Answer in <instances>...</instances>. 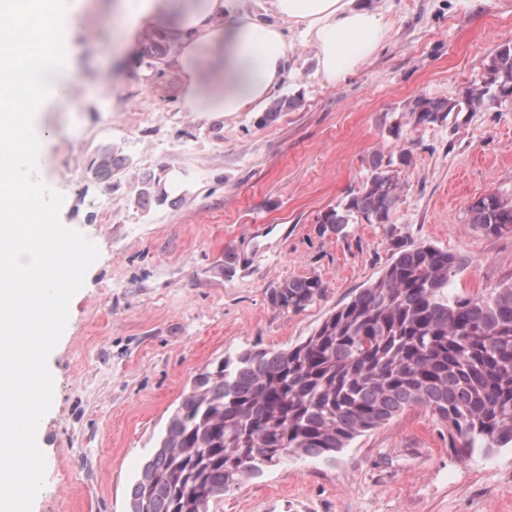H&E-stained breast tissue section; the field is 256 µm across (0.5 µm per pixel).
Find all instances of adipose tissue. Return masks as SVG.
I'll use <instances>...</instances> for the list:
<instances>
[{"label":"adipose tissue","mask_w":512,"mask_h":512,"mask_svg":"<svg viewBox=\"0 0 512 512\" xmlns=\"http://www.w3.org/2000/svg\"><path fill=\"white\" fill-rule=\"evenodd\" d=\"M277 16L259 19L242 0H98L118 33L115 51L148 35L175 45L172 66L180 77L181 111L205 117L261 108L276 92L288 63L283 24L303 28L315 49L323 77L336 81L357 67L388 31L384 15L356 0H270ZM31 17H72L74 0H0V29L9 28L17 9ZM55 51L32 53L29 82L37 98L66 103L73 77Z\"/></svg>","instance_id":"adipose-tissue-1"}]
</instances>
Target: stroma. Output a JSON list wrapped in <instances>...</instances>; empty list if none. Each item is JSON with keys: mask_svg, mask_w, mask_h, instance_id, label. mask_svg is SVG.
Segmentation results:
<instances>
[{"mask_svg": "<svg viewBox=\"0 0 512 512\" xmlns=\"http://www.w3.org/2000/svg\"><path fill=\"white\" fill-rule=\"evenodd\" d=\"M390 22L380 46L336 82L289 29L296 99L271 120L236 112L203 120L178 106L170 64L139 48L112 62V24L85 13L65 25L72 108H38L43 183L62 195L61 223L99 249L48 359L54 398L39 424L45 485L32 512H128L130 489L193 376L249 345L300 344L392 259L384 230L350 224L320 235L375 156L411 152L394 213L403 236L464 256L454 293L512 283V233L468 224L473 198L512 199V100L416 123L417 97L456 99L512 40V0H369ZM399 126L391 134L390 126ZM104 147L126 161L92 180ZM180 180L166 204L137 203L145 175ZM109 201V213L97 204ZM234 262L225 266L224 252ZM317 276L321 298L274 308L271 288ZM211 512H512V448L462 459L421 406L357 437L331 460H291L242 481Z\"/></svg>", "mask_w": 512, "mask_h": 512, "instance_id": "1", "label": "stroma"}]
</instances>
